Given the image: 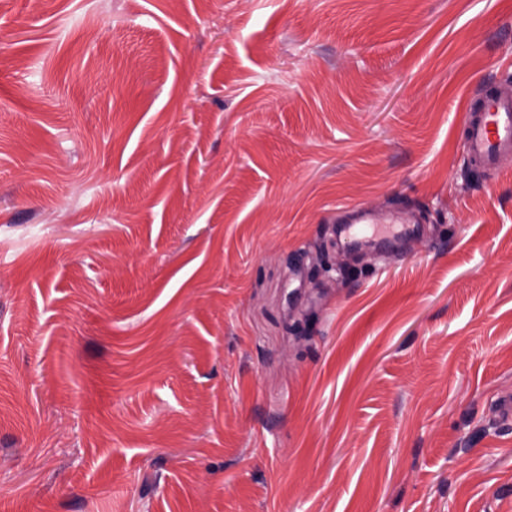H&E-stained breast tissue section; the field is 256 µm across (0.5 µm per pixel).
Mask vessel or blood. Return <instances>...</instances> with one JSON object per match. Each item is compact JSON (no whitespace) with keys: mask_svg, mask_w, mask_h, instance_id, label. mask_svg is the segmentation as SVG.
Returning <instances> with one entry per match:
<instances>
[{"mask_svg":"<svg viewBox=\"0 0 512 512\" xmlns=\"http://www.w3.org/2000/svg\"><path fill=\"white\" fill-rule=\"evenodd\" d=\"M464 150L470 164L487 171L495 170L503 157L512 154V97L488 93L481 98L466 120ZM416 222L414 215L399 214L392 225L379 227L370 213L358 210L340 221L337 231L353 248L369 245L380 252L411 240Z\"/></svg>","mask_w":512,"mask_h":512,"instance_id":"obj_1","label":"vessel or blood"}]
</instances>
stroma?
<instances>
[{
	"mask_svg": "<svg viewBox=\"0 0 512 512\" xmlns=\"http://www.w3.org/2000/svg\"><path fill=\"white\" fill-rule=\"evenodd\" d=\"M489 90L512 0H0V512H512ZM464 150L470 164L486 171L512 154V97L488 93L480 99L466 120ZM337 231L347 243L356 249L373 244V252L379 253L388 247L411 240L419 224L416 216L412 214H398L385 221H378L370 213L358 210L350 214L345 220L339 221ZM359 224H399L396 226L364 227Z\"/></svg>",
	"mask_w": 512,
	"mask_h": 512,
	"instance_id": "obj_1",
	"label": "stroma"
}]
</instances>
